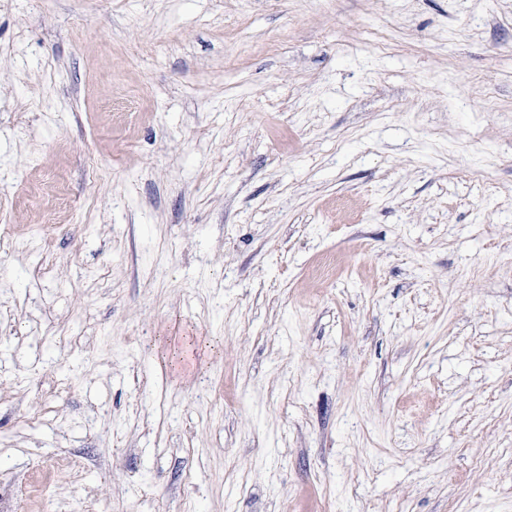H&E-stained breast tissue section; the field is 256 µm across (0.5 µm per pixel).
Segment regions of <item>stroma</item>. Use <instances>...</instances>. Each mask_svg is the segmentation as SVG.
<instances>
[{"instance_id":"obj_1","label":"stroma","mask_w":512,"mask_h":512,"mask_svg":"<svg viewBox=\"0 0 512 512\" xmlns=\"http://www.w3.org/2000/svg\"><path fill=\"white\" fill-rule=\"evenodd\" d=\"M0 512H512V0H0Z\"/></svg>"}]
</instances>
